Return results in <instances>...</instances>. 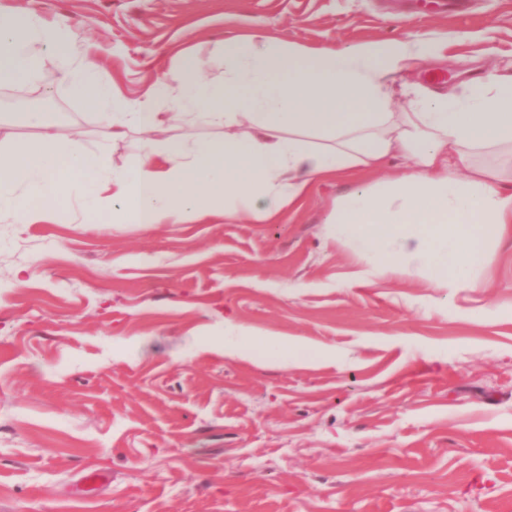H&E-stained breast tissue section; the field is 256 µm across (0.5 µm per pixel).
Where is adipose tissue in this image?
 <instances>
[{"instance_id": "ef3b65f1", "label": "adipose tissue", "mask_w": 512, "mask_h": 512, "mask_svg": "<svg viewBox=\"0 0 512 512\" xmlns=\"http://www.w3.org/2000/svg\"><path fill=\"white\" fill-rule=\"evenodd\" d=\"M69 34L28 12H0V85L36 82L34 45L57 49L71 89L106 110L105 139L44 132L0 151V223L51 221L70 194L86 223L185 224L247 216L276 222L298 208L313 180L375 172L400 156L407 169L357 183L330 222L380 274L423 266L436 288H457L491 264L512 239V177L478 165L512 149V74L487 73L460 92L418 95L411 111L390 110V83L442 47L421 40L303 48L261 35L224 41V80L201 79L198 60H179L139 99L116 103L96 59L65 52ZM206 124L213 140L186 143L164 129ZM136 132L143 149L126 169L106 163L110 142ZM321 134L323 143L305 140Z\"/></svg>"}]
</instances>
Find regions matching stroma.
Instances as JSON below:
<instances>
[{
	"instance_id": "35a3bbf8",
	"label": "stroma",
	"mask_w": 512,
	"mask_h": 512,
	"mask_svg": "<svg viewBox=\"0 0 512 512\" xmlns=\"http://www.w3.org/2000/svg\"><path fill=\"white\" fill-rule=\"evenodd\" d=\"M0 0L65 26L118 101L205 45L421 39L446 47L392 90L443 93L512 70V0ZM0 86V143L98 140L103 121L41 49ZM314 182L271 224L0 223V512H512V243L459 288L377 276ZM312 352L298 358V349ZM109 479L92 496L82 479Z\"/></svg>"
}]
</instances>
